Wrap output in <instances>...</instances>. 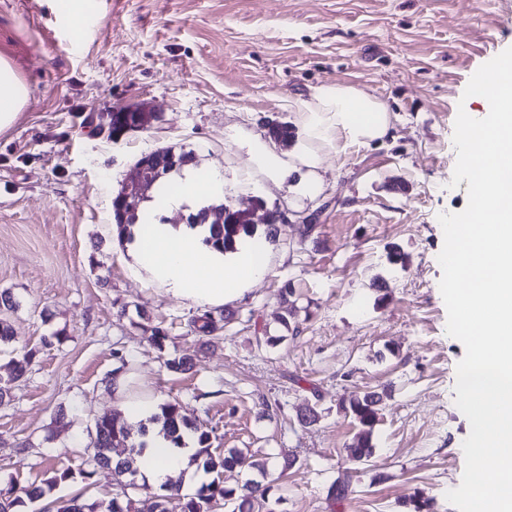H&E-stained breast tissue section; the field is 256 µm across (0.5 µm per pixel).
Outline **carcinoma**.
<instances>
[{"mask_svg":"<svg viewBox=\"0 0 512 512\" xmlns=\"http://www.w3.org/2000/svg\"><path fill=\"white\" fill-rule=\"evenodd\" d=\"M139 223L148 229L154 224V218L144 212L142 207H137V213L125 223H115L117 238L119 241L132 239L131 227ZM209 235L204 243L224 253L235 252L240 246H247L257 238L258 225L250 224L227 216V222L223 224L208 225ZM195 332L208 337L223 328L221 320L209 313H203L193 319ZM37 350L30 349L19 357H13L8 362L9 381L0 383V400L7 396L9 385L22 379L28 366L35 358ZM382 396L376 391L363 393L351 392L344 396L338 403L339 409L349 415L358 427L354 447L349 449V459L363 465L374 454L372 437L376 425L380 421L379 411ZM150 422L162 423L163 430L171 442L178 448L184 446V434L191 431L197 434L199 451L195 457L203 456L204 470L216 474L211 481L202 484L192 495L181 494L180 487L170 485L162 494H152V503L149 512H212L213 507L222 500L231 506V512H254V503L264 506L265 512H276V507L281 503L282 497L275 496L274 481L262 483L249 481L238 491L227 489L220 482L217 473L221 469H233L236 467H248L257 470L261 475H266L265 464L252 459V456L238 448H230L224 452V456L215 457L210 451V432L202 430L190 423L182 414L178 402H167L160 405V412L150 418ZM94 439L87 448L89 468L80 471L83 481L91 485L96 482L98 476H109L112 482L136 485L139 475L135 467V460L128 456L113 457L112 451L116 448H144L146 442L135 443L128 432L127 427L119 420L103 414L95 419ZM74 479L71 470H54L41 485H33L26 491L29 502L41 503L40 512L52 508L51 500L54 489L63 482ZM23 504L22 497L15 494L13 488L0 489V512H17L16 507ZM399 506L407 512H433V503L430 499L415 494L408 499L399 502ZM60 512H132V504L128 499H112L104 504L98 501H89L81 493L71 497Z\"/></svg>","mask_w":512,"mask_h":512,"instance_id":"cac0c4a2","label":"carcinoma"}]
</instances>
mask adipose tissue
Here are the masks:
<instances>
[{
  "label": "adipose tissue",
  "mask_w": 512,
  "mask_h": 512,
  "mask_svg": "<svg viewBox=\"0 0 512 512\" xmlns=\"http://www.w3.org/2000/svg\"><path fill=\"white\" fill-rule=\"evenodd\" d=\"M28 90L10 61L0 56V132L18 120ZM294 110L304 142L325 145L367 143L385 138L391 116L385 101L353 86H318L309 99L296 100ZM203 228L158 225L153 233L137 232L132 243L136 264L153 279L169 285L173 294L196 303L221 305L236 299L244 286L259 280L264 263L255 252L225 258L203 242ZM147 446L138 459L141 476L154 486L169 476L190 471L192 448H177L150 429Z\"/></svg>",
  "instance_id": "adipose-tissue-1"
}]
</instances>
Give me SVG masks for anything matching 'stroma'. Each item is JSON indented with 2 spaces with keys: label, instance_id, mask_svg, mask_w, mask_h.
<instances>
[{
  "label": "stroma",
  "instance_id": "1",
  "mask_svg": "<svg viewBox=\"0 0 512 512\" xmlns=\"http://www.w3.org/2000/svg\"><path fill=\"white\" fill-rule=\"evenodd\" d=\"M83 14L78 29L53 0H0V55L28 89L0 133V292L18 301L0 311L13 331L0 365L37 351L0 400V488L41 484L53 466L83 469L95 418H122L130 395L179 402L210 431L213 455L241 448L268 460L278 512H400L417 491L435 512H457L445 494L461 483L470 423L455 403L465 348L446 332L438 216L468 203L467 182L450 184L455 119L486 110L463 92L512 47V0H85ZM323 84L385 100L390 136L310 146L315 196L263 172L244 183L259 144L294 151L296 138L269 131L293 125L292 100ZM142 103L155 114L149 129L114 138L89 122ZM161 147L191 153L188 172L222 173L227 205L253 208L258 196L257 215L289 218L266 243L263 278L221 306L228 320L207 342L190 327L204 305L138 270L112 232L113 196ZM393 248L405 266L389 262ZM55 334L62 342L49 343ZM122 353L120 394L110 379ZM175 356L190 369L168 371ZM365 390L383 395L376 452L332 504L327 489L349 471L358 432L338 402ZM309 405L318 420L300 425ZM290 455L297 463L282 471Z\"/></svg>",
  "mask_w": 512,
  "mask_h": 512
}]
</instances>
